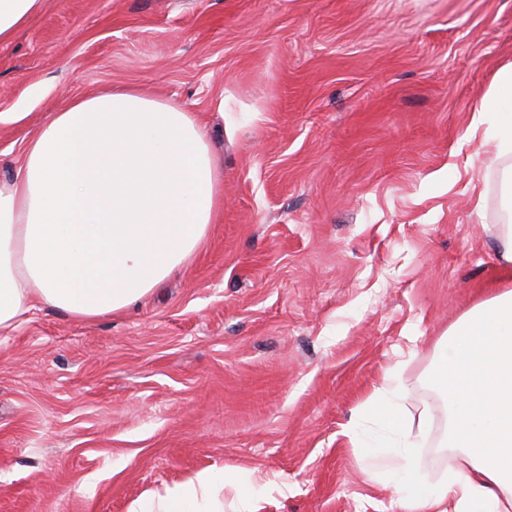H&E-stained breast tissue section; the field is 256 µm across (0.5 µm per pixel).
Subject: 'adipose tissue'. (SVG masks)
<instances>
[{
    "instance_id": "adipose-tissue-1",
    "label": "adipose tissue",
    "mask_w": 512,
    "mask_h": 512,
    "mask_svg": "<svg viewBox=\"0 0 512 512\" xmlns=\"http://www.w3.org/2000/svg\"><path fill=\"white\" fill-rule=\"evenodd\" d=\"M496 155L512 151V67L473 117ZM223 207V173L206 124L143 88L71 101L31 133L0 181V329L35 305L93 319L149 295L204 243ZM433 386L452 416L462 456L427 484L418 449L428 434L401 418L402 389L380 387L365 420L387 419L377 445L396 455L400 512H512V290L475 305L450 327ZM237 512H256L250 474L205 470L135 501L129 512H221L226 484Z\"/></svg>"
}]
</instances>
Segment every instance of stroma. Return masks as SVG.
I'll return each mask as SVG.
<instances>
[{"mask_svg": "<svg viewBox=\"0 0 512 512\" xmlns=\"http://www.w3.org/2000/svg\"><path fill=\"white\" fill-rule=\"evenodd\" d=\"M508 65L512 0H47L0 43V180L69 100L138 86L212 130L224 207L134 307L0 332V512H128L204 469L253 471L257 512H399L346 435L391 369L436 482L439 342L512 289V152L472 127Z\"/></svg>", "mask_w": 512, "mask_h": 512, "instance_id": "stroma-1", "label": "stroma"}]
</instances>
